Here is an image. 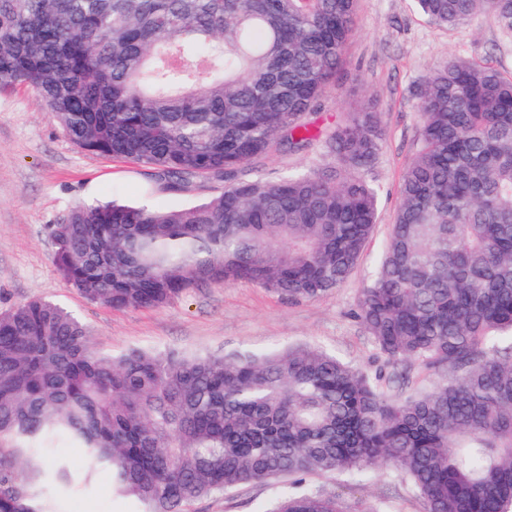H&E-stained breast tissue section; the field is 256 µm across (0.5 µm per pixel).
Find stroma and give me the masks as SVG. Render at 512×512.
Instances as JSON below:
<instances>
[{
    "label": "stroma",
    "mask_w": 512,
    "mask_h": 512,
    "mask_svg": "<svg viewBox=\"0 0 512 512\" xmlns=\"http://www.w3.org/2000/svg\"><path fill=\"white\" fill-rule=\"evenodd\" d=\"M490 64L512 77V32L479 14L443 27L413 0H359L343 72L307 117L321 133L305 151L272 154L242 167L245 179L277 178L333 164L322 141L364 100H375L383 146L369 177L380 191L378 220L349 279L322 299L288 300L245 282L207 283L160 308L113 310L85 299L62 279L47 227L69 208L112 199L150 208L180 209L223 193L221 178L174 188L156 169L85 152L65 136L34 91L0 89V312L34 297L60 304L89 328L94 349L118 356L132 349L184 356L249 351L265 354L311 345L368 373L386 368L356 316L362 288L383 251L401 201L405 167L420 133L419 91L448 60ZM308 487L336 497L346 512H424L396 472L374 467L353 479L339 473L308 477ZM44 512H142L139 501L112 493V474L87 485L38 487ZM272 490L248 484L195 501L189 512H257Z\"/></svg>",
    "instance_id": "stroma-1"
}]
</instances>
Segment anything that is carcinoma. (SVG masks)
<instances>
[{"label":"carcinoma","instance_id":"1","mask_svg":"<svg viewBox=\"0 0 512 512\" xmlns=\"http://www.w3.org/2000/svg\"><path fill=\"white\" fill-rule=\"evenodd\" d=\"M456 26L512 0H415ZM356 0H0V86L31 88L80 150L182 184L231 178L313 139ZM418 147L356 316L392 371L311 346L267 355L98 353L33 298L0 315V512H41L33 482L98 469L146 512L288 482L270 512H344L306 476L393 468L424 512H512V78L461 58L421 89ZM335 165L237 180L178 211L116 201L48 226L66 284L112 309L159 308L207 282L290 299L349 278L378 217L382 148L363 102L325 141ZM439 379L428 389L401 371ZM64 436L80 454L46 466Z\"/></svg>","mask_w":512,"mask_h":512}]
</instances>
